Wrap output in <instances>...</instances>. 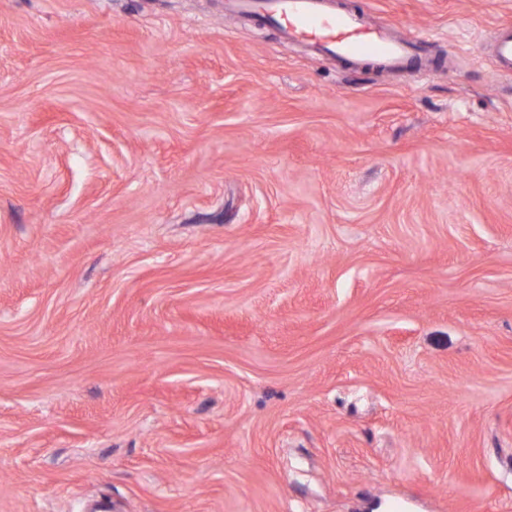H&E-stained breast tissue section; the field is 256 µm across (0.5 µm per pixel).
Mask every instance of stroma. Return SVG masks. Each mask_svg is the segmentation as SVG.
I'll list each match as a JSON object with an SVG mask.
<instances>
[{"label":"stroma","mask_w":512,"mask_h":512,"mask_svg":"<svg viewBox=\"0 0 512 512\" xmlns=\"http://www.w3.org/2000/svg\"><path fill=\"white\" fill-rule=\"evenodd\" d=\"M0 0V512H512V0ZM226 6L278 26L288 43L305 40L320 56L360 65L374 63L387 73L413 69L429 36L398 37L374 27L364 13L335 7L333 0H226ZM486 50L499 70L512 71V28H495L490 34Z\"/></svg>","instance_id":"obj_1"}]
</instances>
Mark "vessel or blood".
Instances as JSON below:
<instances>
[{
    "label": "vessel or blood",
    "instance_id": "1",
    "mask_svg": "<svg viewBox=\"0 0 512 512\" xmlns=\"http://www.w3.org/2000/svg\"><path fill=\"white\" fill-rule=\"evenodd\" d=\"M226 5L278 26L286 42L305 40L319 55L341 63H372L399 73L419 60L422 38L395 36L372 26L363 13L334 6L333 0H227ZM486 50L499 70L512 71V28H495Z\"/></svg>",
    "mask_w": 512,
    "mask_h": 512
}]
</instances>
